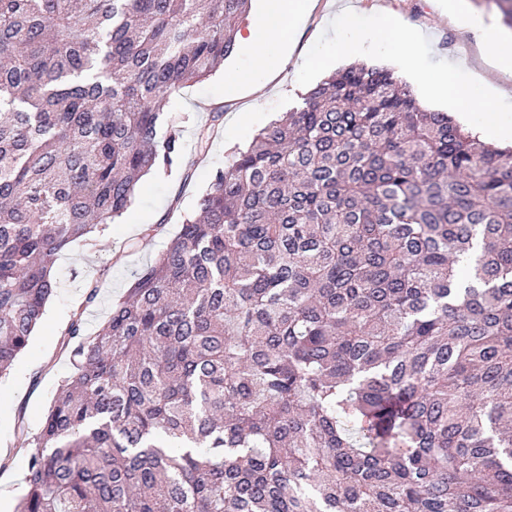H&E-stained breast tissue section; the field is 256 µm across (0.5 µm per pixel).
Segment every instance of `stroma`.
<instances>
[{"label":"stroma","mask_w":512,"mask_h":512,"mask_svg":"<svg viewBox=\"0 0 512 512\" xmlns=\"http://www.w3.org/2000/svg\"><path fill=\"white\" fill-rule=\"evenodd\" d=\"M386 20L399 24L407 37L418 38L413 68L404 67L402 48L387 45L372 46L364 63L393 68L424 106L447 110L446 102L428 93L436 71L462 57L455 78L465 81L481 61L473 42L460 39L437 0H317L292 59L261 90L226 92L233 72L250 64L237 50L208 79L164 98L165 119L180 131L179 163L144 179L125 214L57 256L56 289L43 322L0 377V448L10 450L17 470H24L28 440L40 432L61 380L72 370L63 342L73 314L82 312L87 331L95 332L137 274L166 249L184 218L195 211L211 173L227 167L236 149L248 146L259 130L296 106L308 88L348 62L333 42L337 28L350 25L368 36ZM211 124L216 132L207 152L199 153L198 133ZM91 285L98 295L87 305L83 299ZM20 420L25 423L21 430L16 427Z\"/></svg>","instance_id":"1"}]
</instances>
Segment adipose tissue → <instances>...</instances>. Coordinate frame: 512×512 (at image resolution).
I'll list each match as a JSON object with an SVG mask.
<instances>
[{
	"instance_id": "obj_1",
	"label": "adipose tissue",
	"mask_w": 512,
	"mask_h": 512,
	"mask_svg": "<svg viewBox=\"0 0 512 512\" xmlns=\"http://www.w3.org/2000/svg\"><path fill=\"white\" fill-rule=\"evenodd\" d=\"M312 8L311 0H268L255 23L237 34L238 41L259 62L258 67L241 71L240 83L255 87L261 78L274 76L282 69L297 27ZM453 76V67L440 71L432 84V93L447 99L461 118L481 113L480 133L502 140L512 138V119L499 112L495 105L496 99L504 94V87L490 84L480 74L467 84L456 83Z\"/></svg>"
}]
</instances>
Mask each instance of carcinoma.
Wrapping results in <instances>:
<instances>
[{
    "mask_svg": "<svg viewBox=\"0 0 512 512\" xmlns=\"http://www.w3.org/2000/svg\"><path fill=\"white\" fill-rule=\"evenodd\" d=\"M251 2L0 0V376ZM82 315L16 512H512V148L389 68L319 82Z\"/></svg>",
    "mask_w": 512,
    "mask_h": 512,
    "instance_id": "1",
    "label": "carcinoma"
}]
</instances>
